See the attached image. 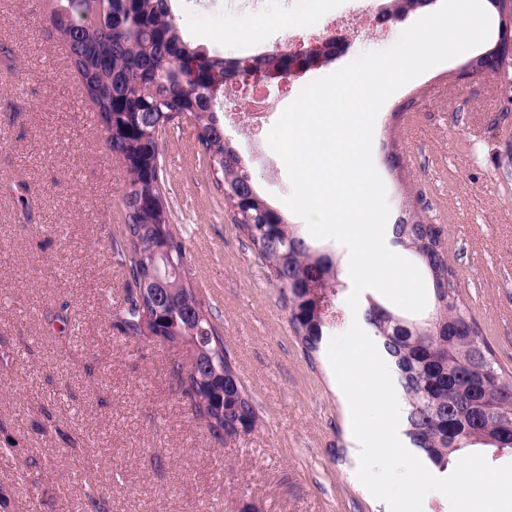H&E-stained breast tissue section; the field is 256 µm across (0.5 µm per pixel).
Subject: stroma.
Returning a JSON list of instances; mask_svg holds the SVG:
<instances>
[{
  "label": "stroma",
  "instance_id": "35a3bbf8",
  "mask_svg": "<svg viewBox=\"0 0 512 512\" xmlns=\"http://www.w3.org/2000/svg\"><path fill=\"white\" fill-rule=\"evenodd\" d=\"M380 0H217L175 9L180 28L225 56L248 43L291 48L329 16L347 20L346 53L291 78L280 98L363 53L396 43L422 10L363 23ZM44 0H0V512H389L358 480L350 409L326 352L307 356L268 269L208 174L191 129L161 140L173 232L188 276L261 418L215 439L184 397L185 351L114 328L126 276L107 243L120 236L128 177L58 41ZM458 56L407 83L379 112L373 158L391 216L403 209L442 231L460 297L512 374V112L494 80L460 78ZM237 125L254 183L281 206L285 165L258 155L272 121ZM395 144L391 168L382 149ZM345 445V460L334 457Z\"/></svg>",
  "mask_w": 512,
  "mask_h": 512
}]
</instances>
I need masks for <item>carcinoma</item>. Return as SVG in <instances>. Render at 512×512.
<instances>
[{
	"mask_svg": "<svg viewBox=\"0 0 512 512\" xmlns=\"http://www.w3.org/2000/svg\"><path fill=\"white\" fill-rule=\"evenodd\" d=\"M94 3L47 0L45 21L49 35L65 46L101 127L109 131L106 146L129 176L120 201L126 235L109 245L128 284L115 327L132 339L145 336L139 295L153 299L149 330L172 347L189 343L195 349V373L186 377L176 370L195 416L220 441L248 433L259 421L252 397L211 312L184 275L185 245L169 231L160 140L169 127L181 130L186 123L194 129L214 182L288 305L295 336L308 356L318 353L330 322L311 315L308 282L324 278L342 292L340 260L302 237L248 182L247 161L224 133V99L212 95L214 84L239 75L246 64L254 71L285 70L288 60L275 51L238 57L206 53L183 37L172 0H108L106 14L89 23L86 14ZM392 236L426 272L433 297V309L420 319L367 298L365 320L394 365L406 400L407 440L421 461L440 473L465 448L512 451V376L462 304L440 235L426 232L405 212L392 225ZM161 252L181 274L152 276Z\"/></svg>",
	"mask_w": 512,
	"mask_h": 512,
	"instance_id": "carcinoma-1",
	"label": "carcinoma"
}]
</instances>
